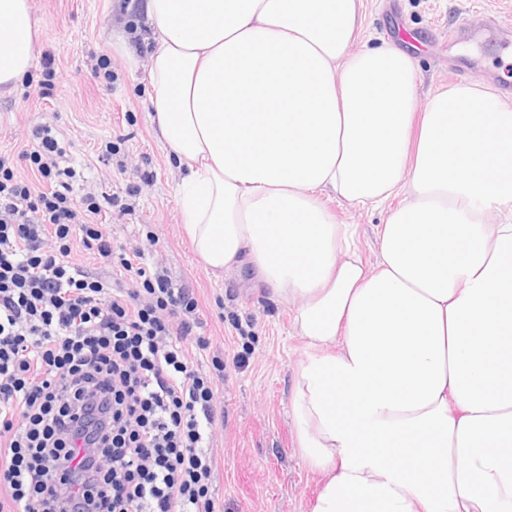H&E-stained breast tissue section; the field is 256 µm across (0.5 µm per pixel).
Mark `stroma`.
I'll return each instance as SVG.
<instances>
[{
    "instance_id": "stroma-1",
    "label": "stroma",
    "mask_w": 512,
    "mask_h": 512,
    "mask_svg": "<svg viewBox=\"0 0 512 512\" xmlns=\"http://www.w3.org/2000/svg\"><path fill=\"white\" fill-rule=\"evenodd\" d=\"M125 2L31 0L37 60L19 83L0 88V156L17 176L32 178L20 157L24 134L35 124L54 127L81 173L76 195L116 193L128 204L122 214L103 203L96 217L115 245L152 243L168 275L194 293L208 344L200 360L218 388L210 488L218 512H308L320 476L301 457L290 410L294 370L312 351L294 332L291 304L271 299L248 271L216 277L201 267L182 227L177 164L149 123L148 58L133 68L111 46L116 37L140 44L147 30L142 8ZM471 15L512 34V0H364L356 46L391 43L409 54L423 99L466 79L512 82V47L501 37L449 47V26ZM47 54L56 71L49 82L40 62ZM399 203L361 208L332 200L327 208L356 229L359 251L372 262L377 228Z\"/></svg>"
}]
</instances>
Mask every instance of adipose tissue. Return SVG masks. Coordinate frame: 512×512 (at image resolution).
<instances>
[{
    "mask_svg": "<svg viewBox=\"0 0 512 512\" xmlns=\"http://www.w3.org/2000/svg\"><path fill=\"white\" fill-rule=\"evenodd\" d=\"M362 0H146L151 125L208 273L250 267L314 355L292 385L309 512H512V103L460 82L417 110ZM35 58L0 0V87ZM403 204L376 262L323 204Z\"/></svg>",
    "mask_w": 512,
    "mask_h": 512,
    "instance_id": "ef3b65f1",
    "label": "adipose tissue"
}]
</instances>
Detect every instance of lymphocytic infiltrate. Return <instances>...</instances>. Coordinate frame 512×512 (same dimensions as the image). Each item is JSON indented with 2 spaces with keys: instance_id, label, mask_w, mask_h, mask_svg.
<instances>
[{
  "instance_id": "1",
  "label": "lymphocytic infiltrate",
  "mask_w": 512,
  "mask_h": 512,
  "mask_svg": "<svg viewBox=\"0 0 512 512\" xmlns=\"http://www.w3.org/2000/svg\"><path fill=\"white\" fill-rule=\"evenodd\" d=\"M0 157V491L9 512H215L209 493L217 386L191 348L189 289L151 252L122 278L71 257L114 255L100 206L76 198L55 130L33 126Z\"/></svg>"
}]
</instances>
